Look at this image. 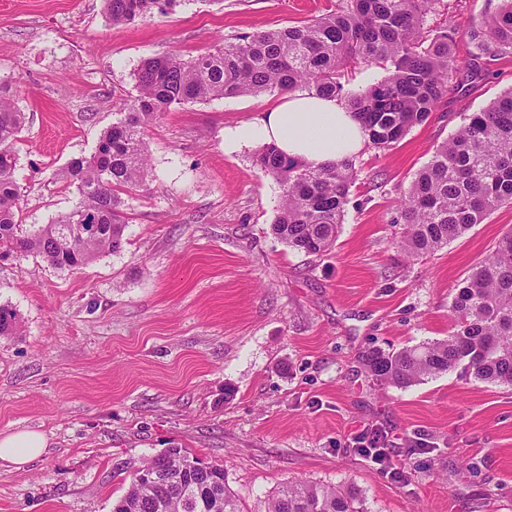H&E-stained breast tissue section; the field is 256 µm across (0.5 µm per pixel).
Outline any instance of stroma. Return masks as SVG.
Wrapping results in <instances>:
<instances>
[{"label":"stroma","mask_w":512,"mask_h":512,"mask_svg":"<svg viewBox=\"0 0 512 512\" xmlns=\"http://www.w3.org/2000/svg\"><path fill=\"white\" fill-rule=\"evenodd\" d=\"M500 0H443L429 33L463 32ZM337 0H182L112 25L104 0H0V79L22 86L17 220L48 224L77 203L61 170L90 155L135 96L141 60L190 58L222 39L294 25ZM512 88V50L461 70L427 123L389 151L364 147L331 251L305 255L271 232L281 189L224 128L281 93L172 109L145 133V189L125 197L121 252L59 270L0 263V436L34 430L36 461H0V512H112L126 472L168 449L223 465L243 512L286 483L359 489L367 512H512V387L463 368L399 389L367 352L447 337L456 286L512 227L495 210L420 260L395 248L400 201L437 145ZM380 434L375 464L358 440Z\"/></svg>","instance_id":"1"}]
</instances>
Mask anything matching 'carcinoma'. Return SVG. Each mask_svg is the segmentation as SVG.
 <instances>
[{
	"label": "carcinoma",
	"mask_w": 512,
	"mask_h": 512,
	"mask_svg": "<svg viewBox=\"0 0 512 512\" xmlns=\"http://www.w3.org/2000/svg\"><path fill=\"white\" fill-rule=\"evenodd\" d=\"M443 0H339L337 7L298 25L241 35L191 59L177 53L146 58L135 73L136 95L101 135L88 157L61 172L78 206L45 225L15 221L20 198L14 181L15 144L26 116L16 107V81H0V261L34 253L61 270L80 268L101 254L120 252L127 227L122 195L145 186L149 170L145 129L176 107L212 100L296 90L329 94L357 114L367 143L391 150L424 124L460 65L452 47L456 30L424 35L428 13ZM114 25L167 14L181 0H104ZM482 56L512 48V0L465 31ZM363 66L380 79L352 92L342 78ZM255 165L281 188L272 233L307 255L329 251L343 222L356 178L353 160L311 169L264 146ZM512 205V89L464 118L415 175L401 203L405 230L398 248L410 257L430 255ZM448 337L411 348L367 354L370 372L399 388L464 366L475 379L512 386V228L455 288ZM16 310L0 305V336L18 331ZM112 512H242L227 485L224 466L200 465L170 448L129 473ZM267 512H366L357 489L290 482Z\"/></svg>",
	"instance_id": "obj_1"
}]
</instances>
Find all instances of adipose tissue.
Masks as SVG:
<instances>
[{
  "label": "adipose tissue",
  "mask_w": 512,
  "mask_h": 512,
  "mask_svg": "<svg viewBox=\"0 0 512 512\" xmlns=\"http://www.w3.org/2000/svg\"><path fill=\"white\" fill-rule=\"evenodd\" d=\"M365 131L343 102L308 91L286 94L281 103L260 116L224 129V151L236 154L256 145H274L283 155L317 168L357 155ZM46 448L41 433L23 431L0 436V460L21 466Z\"/></svg>",
  "instance_id": "adipose-tissue-1"
}]
</instances>
